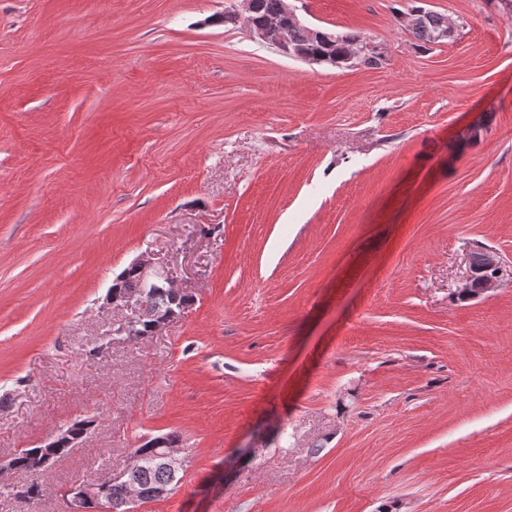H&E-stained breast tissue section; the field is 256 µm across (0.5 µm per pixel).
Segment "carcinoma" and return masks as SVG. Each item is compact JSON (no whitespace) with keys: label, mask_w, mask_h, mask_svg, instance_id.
I'll list each match as a JSON object with an SVG mask.
<instances>
[{"label":"carcinoma","mask_w":512,"mask_h":512,"mask_svg":"<svg viewBox=\"0 0 512 512\" xmlns=\"http://www.w3.org/2000/svg\"><path fill=\"white\" fill-rule=\"evenodd\" d=\"M257 10L253 17H273L281 13L282 0H256ZM448 27V18L438 12L431 11L425 21L417 26L411 34L419 42V47L427 48L437 43L439 33ZM290 41L299 46H305L315 54H329L336 58V67L341 68V60L346 54L361 47L366 41L362 35L354 32H331L322 40L311 38L309 31L295 25L288 29ZM117 290H126L142 301V312L137 317L135 330L144 339L150 336L155 317L164 314L172 308H177L174 297L164 288H156L138 278L136 273L124 269L114 282ZM152 440L145 441L134 449L124 471L127 478L121 482L111 481L107 475L98 481L104 489V498L100 507L104 512H131L135 502L129 499V493H138L139 501L146 502L153 499L154 491L163 486H175L177 481L172 475L162 468L154 459V449L151 448ZM42 484L35 478L25 485V491L15 492L11 489L1 488L0 495H7L13 499L33 507L42 497Z\"/></svg>","instance_id":"cac0c4a2"}]
</instances>
